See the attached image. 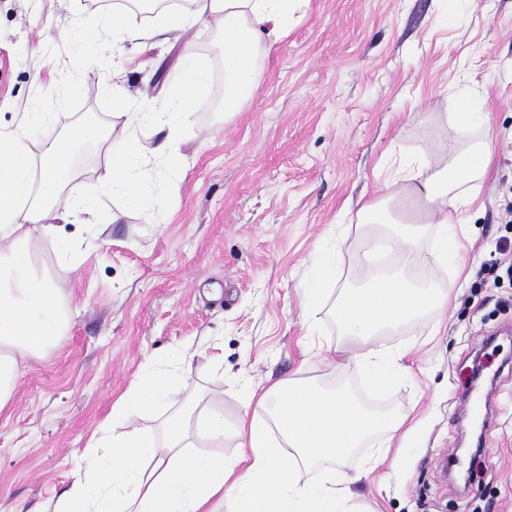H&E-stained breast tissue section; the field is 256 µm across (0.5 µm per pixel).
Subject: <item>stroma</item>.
Instances as JSON below:
<instances>
[{"mask_svg":"<svg viewBox=\"0 0 512 512\" xmlns=\"http://www.w3.org/2000/svg\"><path fill=\"white\" fill-rule=\"evenodd\" d=\"M100 16L87 0H0V130L28 112L50 117L30 128L32 159L89 112L121 132L124 113L150 111L168 92L186 52L211 80L179 132L177 163L149 165L138 204L104 189L112 153L88 147L70 187L93 200V223L26 245L69 326L57 346L21 359L0 410V512H50L93 440L118 430L164 443L177 404L201 393L224 410L219 452L233 458L248 395L287 379L345 387L415 423L409 436L300 468V481L327 469L358 476L362 512H512V0H461L455 11L448 0H310L259 57L261 94L233 113L215 30L116 49L90 38ZM116 76L122 105L112 100ZM467 94L488 121L456 135ZM452 136L491 141L495 152L458 228L464 266L437 264L438 225L413 226L416 250L395 261L447 307L370 342L398 354L403 370L399 383L375 388L336 319L346 288L374 271L357 211L379 188L401 190V165L449 166ZM331 246L335 272L324 277ZM314 278L322 291L311 302ZM182 349L174 401L113 417L145 369ZM383 452L398 467L375 464Z\"/></svg>","mask_w":512,"mask_h":512,"instance_id":"35a3bbf8","label":"stroma"}]
</instances>
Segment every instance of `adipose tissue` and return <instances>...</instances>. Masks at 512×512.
Wrapping results in <instances>:
<instances>
[{"label":"adipose tissue","instance_id":"ef3b65f1","mask_svg":"<svg viewBox=\"0 0 512 512\" xmlns=\"http://www.w3.org/2000/svg\"><path fill=\"white\" fill-rule=\"evenodd\" d=\"M305 2L189 0L187 8L169 12L167 27L179 30L198 22L220 29L224 109L232 112L260 88L257 57L265 51L266 40L287 35ZM208 79L193 53H186L159 107L127 113V135L120 141L113 140L111 128L83 124L52 141L36 161L23 143L22 131L0 135V279L12 282L11 287H0V409L17 384L19 357L57 345L65 331L67 317L57 306L56 290L32 275L24 245L32 233L54 234L56 222L90 223L89 201L68 190L77 144L110 143L112 172L106 184L112 192L136 200L149 156L139 140L142 122L169 130L163 152L168 160H176L177 133ZM491 158L486 143L460 150L446 172L431 173L418 165L404 175L411 183L407 192L364 203L357 212L358 223L387 227L371 238L370 255L412 247V239L397 235L396 227L422 223L432 212L442 226L435 247L437 262H460L456 227L464 223L473 201L465 186L487 175ZM442 303L436 289L414 287L402 267L395 266L347 289L337 312L346 336L367 341ZM172 385L171 371H147L117 409L136 414L148 402L167 396ZM404 423L402 416L369 411L336 391L282 381L256 399L252 414L241 418L242 452L228 460L190 450L195 432L214 443L224 440V411L203 394L165 423L164 444L130 431L113 433L107 464L77 473L53 512H222L228 497L234 512H360L350 477L331 472L302 483L297 478L299 466L339 459L366 437L398 431Z\"/></svg>","mask_w":512,"mask_h":512}]
</instances>
